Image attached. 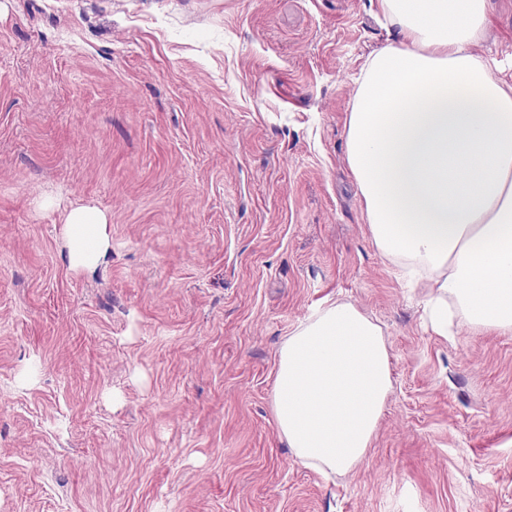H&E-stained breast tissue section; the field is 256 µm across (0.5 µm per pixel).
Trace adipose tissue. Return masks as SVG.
<instances>
[{
  "mask_svg": "<svg viewBox=\"0 0 512 512\" xmlns=\"http://www.w3.org/2000/svg\"><path fill=\"white\" fill-rule=\"evenodd\" d=\"M385 44L366 60L347 162L378 250L423 284L425 319L512 333V84L478 54L489 0H376ZM64 259L96 272L107 214L81 205L60 227ZM392 380L382 330L349 303L316 308L280 349L273 413L296 460L344 474L363 459Z\"/></svg>",
  "mask_w": 512,
  "mask_h": 512,
  "instance_id": "adipose-tissue-1",
  "label": "adipose tissue"
}]
</instances>
